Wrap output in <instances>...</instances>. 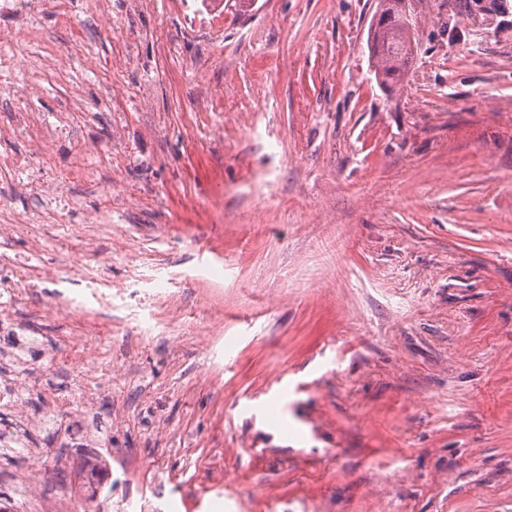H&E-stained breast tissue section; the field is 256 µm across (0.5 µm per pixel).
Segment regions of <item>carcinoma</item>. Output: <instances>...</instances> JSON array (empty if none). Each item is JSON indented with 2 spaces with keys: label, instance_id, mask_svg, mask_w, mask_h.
I'll use <instances>...</instances> for the list:
<instances>
[{
  "label": "carcinoma",
  "instance_id": "1",
  "mask_svg": "<svg viewBox=\"0 0 512 512\" xmlns=\"http://www.w3.org/2000/svg\"><path fill=\"white\" fill-rule=\"evenodd\" d=\"M422 0H378L377 25L368 39L374 74L381 83L398 82L414 56L417 5Z\"/></svg>",
  "mask_w": 512,
  "mask_h": 512
}]
</instances>
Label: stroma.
Returning <instances> with one entry per match:
<instances>
[{"mask_svg": "<svg viewBox=\"0 0 512 512\" xmlns=\"http://www.w3.org/2000/svg\"><path fill=\"white\" fill-rule=\"evenodd\" d=\"M377 3L0 8V205L58 274L0 335L10 512H512V0H423L387 85ZM102 258L111 315L57 309ZM34 128L40 131V134L44 139H51L53 136V130L47 127L43 128L41 125H39L38 119L33 115L32 112H27V110L21 106L17 110H14V116L10 130L13 132H29Z\"/></svg>", "mask_w": 512, "mask_h": 512, "instance_id": "stroma-1", "label": "stroma"}]
</instances>
